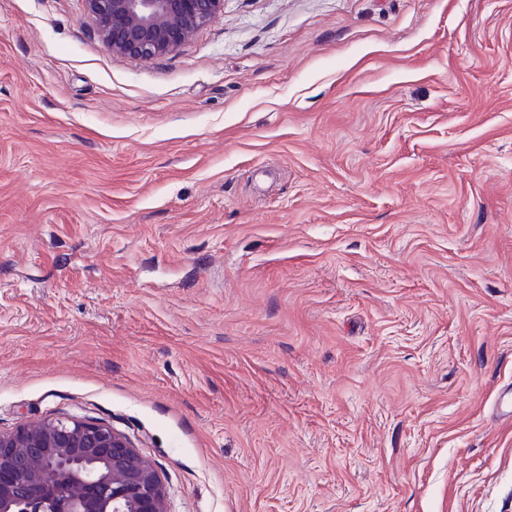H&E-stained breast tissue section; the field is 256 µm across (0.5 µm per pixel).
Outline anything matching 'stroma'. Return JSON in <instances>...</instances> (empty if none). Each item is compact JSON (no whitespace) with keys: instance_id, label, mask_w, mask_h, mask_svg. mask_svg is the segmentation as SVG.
<instances>
[{"instance_id":"obj_1","label":"stroma","mask_w":512,"mask_h":512,"mask_svg":"<svg viewBox=\"0 0 512 512\" xmlns=\"http://www.w3.org/2000/svg\"><path fill=\"white\" fill-rule=\"evenodd\" d=\"M65 415L171 512H512V0H0V431ZM104 45L141 62L177 51L224 11V0H85Z\"/></svg>"}]
</instances>
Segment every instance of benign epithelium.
<instances>
[{
	"instance_id": "7a95c632",
	"label": "benign epithelium",
	"mask_w": 512,
	"mask_h": 512,
	"mask_svg": "<svg viewBox=\"0 0 512 512\" xmlns=\"http://www.w3.org/2000/svg\"><path fill=\"white\" fill-rule=\"evenodd\" d=\"M115 54L150 62L177 51L224 11V0H85ZM38 487L62 512H169L155 463L110 425L70 415L0 432V512H33Z\"/></svg>"
}]
</instances>
